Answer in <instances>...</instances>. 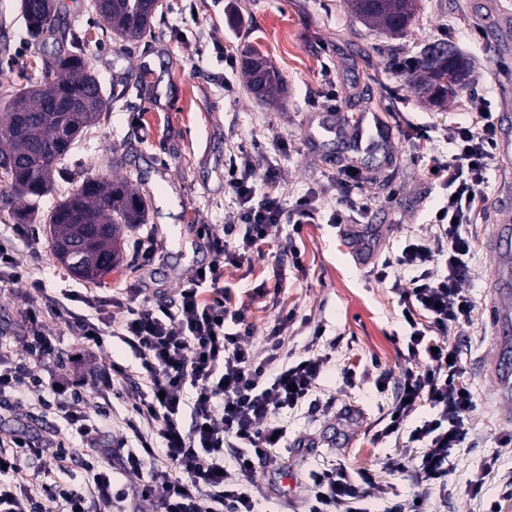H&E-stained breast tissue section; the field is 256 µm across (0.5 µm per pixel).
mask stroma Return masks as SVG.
I'll list each match as a JSON object with an SVG mask.
<instances>
[{"instance_id": "35a3bbf8", "label": "stroma", "mask_w": 512, "mask_h": 512, "mask_svg": "<svg viewBox=\"0 0 512 512\" xmlns=\"http://www.w3.org/2000/svg\"><path fill=\"white\" fill-rule=\"evenodd\" d=\"M20 3L0 0V97L27 80H40L53 51L79 46L111 95L100 123L75 143L67 172L42 199L43 211L86 175L141 176L140 192L150 206L145 224L123 234V264L96 284L103 295L145 282L154 303L174 305L181 285L214 259L200 226L221 232L235 209L224 169L238 150L251 152L257 176L277 169L273 190L287 206L309 189L332 184L338 171L357 169L358 193L369 210L363 216L348 213L347 220L372 225L378 249L394 250L406 237L426 232L428 215L444 196L428 158L446 157L448 127L471 124V95H480L493 117L512 113V0H419L401 39L366 27L344 0H164L149 31L130 42L116 39L90 0H56L60 23L44 43L30 38ZM446 40L469 61L471 77L444 106L435 107L417 96L411 75L392 73L389 61L419 56L424 47ZM249 46L281 74L284 93L278 103L249 94L240 64ZM229 55L234 64L226 63ZM359 114L382 116L396 131L418 126L427 138L394 148L372 123L355 131ZM327 116L337 134L314 138L313 129ZM487 179L473 275L465 284L475 315L459 336L464 378L476 403L472 432L452 458L447 491L432 492L431 512H483L488 496L512 477V446L499 443L512 434V400L502 398L496 380L479 367L498 352L486 309L498 264L489 239L512 185V161L496 160ZM34 230L38 245L13 243L19 261L49 288L83 289L84 281L54 257L48 225ZM146 235L150 254L135 252L136 240ZM296 251L302 257L298 269L292 264ZM407 277L398 268L387 280L377 279L360 242L324 220L303 225L297 234L291 225H281L251 262L225 266L230 301L245 309L256 352L264 351L273 326L292 312L296 319L281 336L283 352L294 359L314 353L330 357L316 392L278 418L290 445L272 449L259 469L266 491L255 494V512H275L282 500L299 503L308 473L334 468L340 460L351 471H373L390 501L407 506L422 493L410 473L378 469L388 455L419 457V445L404 433L374 438L393 401L391 392L376 391L375 378L385 372L400 379L407 367L399 354L407 326L398 294ZM317 327L324 334L316 341ZM36 432L47 438L69 435L54 414L32 420L27 402L0 410V440ZM85 454V447H77V460L65 472L30 458L20 475L36 495L47 482L85 484L92 479L80 463ZM489 461L494 470L485 492L471 495L469 473Z\"/></svg>"}]
</instances>
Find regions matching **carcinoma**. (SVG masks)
Returning a JSON list of instances; mask_svg holds the SVG:
<instances>
[{"instance_id":"cac0c4a2","label":"carcinoma","mask_w":512,"mask_h":512,"mask_svg":"<svg viewBox=\"0 0 512 512\" xmlns=\"http://www.w3.org/2000/svg\"><path fill=\"white\" fill-rule=\"evenodd\" d=\"M34 0H21L22 13L29 22L33 39L55 32L58 18L47 19L32 6ZM98 15L122 40L142 36L154 11L149 0H103ZM348 10L370 28L401 36L415 17L418 0H345ZM54 80L63 96L61 107H50L38 87L20 88L0 99L5 113L0 118V177L12 192L25 199L16 213L17 220L39 214L42 197L54 186L57 167L67 159L74 142L61 139L70 129L82 136L101 120L107 99L97 77L90 71L81 51L54 54ZM245 72L250 90L272 100L282 88L278 71L264 55L248 51ZM470 64L463 61L451 45L424 50L418 86L428 90L426 102L442 106L455 88L470 76ZM146 203L135 188L133 178L87 177L61 198L47 215L54 254L68 269L73 266L59 248L73 245L82 278L97 282L120 262V235L127 227L146 223Z\"/></svg>"}]
</instances>
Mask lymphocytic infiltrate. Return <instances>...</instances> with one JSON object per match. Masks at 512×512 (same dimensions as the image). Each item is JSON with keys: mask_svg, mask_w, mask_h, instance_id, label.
Listing matches in <instances>:
<instances>
[{"mask_svg": "<svg viewBox=\"0 0 512 512\" xmlns=\"http://www.w3.org/2000/svg\"><path fill=\"white\" fill-rule=\"evenodd\" d=\"M446 159H433L435 176L449 193L442 216H431L426 234L405 240L394 254H382L372 267L376 278L386 279L391 269L410 274L399 298L409 313L403 357L408 367L398 383L379 373L377 392L394 390L388 415L377 439L408 430V440L420 444L417 462L408 464L388 456L386 470L411 469L428 488L447 489L451 458L470 434L469 417L474 396L463 381L461 351L452 336L473 321L475 304L463 285L472 277V251L477 219L484 196L487 170L497 157L496 127L489 117L478 125L449 128ZM277 178L269 169L256 181L252 157L241 152L224 172V184L234 196L236 210L213 238L214 262L179 290L177 304L153 307L145 288L127 298L71 292L57 295L45 281L23 267L11 247L0 242V286L24 283L21 296L24 326L14 337L16 348L0 352V398L34 401L52 411L90 448L96 462L88 484H47L34 496L17 477L24 459L36 457L65 469L75 454L64 440L45 448L30 437L10 439L0 446V512H47L48 504L60 512H98L114 501L140 512L149 501L152 512H254L251 494L258 467L273 448L277 417L306 402L319 386L329 356L314 354L305 360L284 361L282 345L269 336L264 355L249 345L252 328L244 309L232 306L221 283L224 265H240L277 230L289 222L293 232L314 221L321 196L311 192L284 207L269 188ZM74 337L81 351L98 355L89 381L108 396L115 377L124 376L116 361H101L108 339L130 347L136 354L142 384L133 387L127 401L141 424L138 450L123 455L125 486L112 478L111 445L102 442V411L83 407V394L72 382L41 379L40 368L59 361L57 335ZM421 407L430 415L414 428L409 417ZM190 412L191 428L181 422ZM237 446V473L223 470L224 447ZM162 450L172 472L144 480L146 457ZM387 492L370 473L352 475L344 463L310 473L303 499L306 512H378Z\"/></svg>", "mask_w": 512, "mask_h": 512, "instance_id": "1", "label": "lymphocytic infiltrate"}]
</instances>
